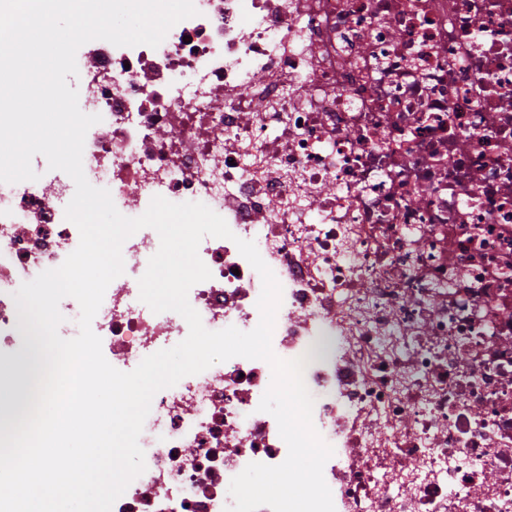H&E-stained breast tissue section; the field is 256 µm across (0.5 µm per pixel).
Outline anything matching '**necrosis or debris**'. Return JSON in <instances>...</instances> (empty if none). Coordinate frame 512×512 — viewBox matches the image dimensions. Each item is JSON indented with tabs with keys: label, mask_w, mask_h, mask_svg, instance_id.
Instances as JSON below:
<instances>
[{
	"label": "necrosis or debris",
	"mask_w": 512,
	"mask_h": 512,
	"mask_svg": "<svg viewBox=\"0 0 512 512\" xmlns=\"http://www.w3.org/2000/svg\"><path fill=\"white\" fill-rule=\"evenodd\" d=\"M158 47L82 45L89 183L119 212L195 200L204 327L253 330L255 242L282 286L274 353L306 357L313 425L334 449L335 512H512V0H194ZM0 183V389L28 383L14 293L79 244L72 180ZM160 246L143 228L92 321L131 371L188 334L139 303ZM272 381L235 357L152 400L145 471L112 512H225L247 464L288 448L258 409Z\"/></svg>",
	"instance_id": "necrosis-or-debris-1"
}]
</instances>
